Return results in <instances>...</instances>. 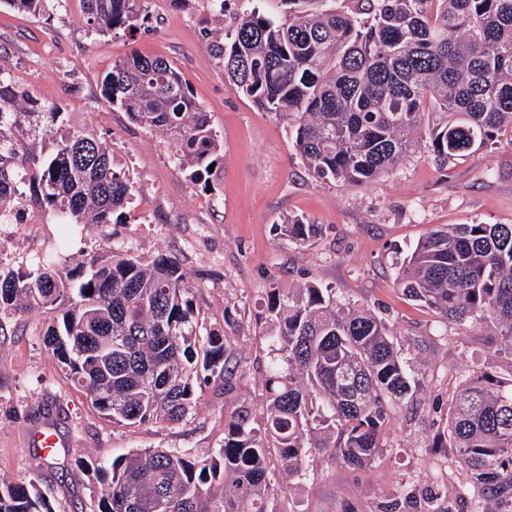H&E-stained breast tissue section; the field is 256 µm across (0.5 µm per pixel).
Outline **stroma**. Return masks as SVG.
I'll list each match as a JSON object with an SVG mask.
<instances>
[{
    "label": "stroma",
    "mask_w": 512,
    "mask_h": 512,
    "mask_svg": "<svg viewBox=\"0 0 512 512\" xmlns=\"http://www.w3.org/2000/svg\"><path fill=\"white\" fill-rule=\"evenodd\" d=\"M149 27L90 38L82 0H52L44 10L0 6V68L69 125L92 129L112 149L134 185L123 224H62L25 194L19 220L0 223V266L25 270L48 259L64 271L112 252L177 258L196 285L208 326L223 330L257 390L268 361L263 337L266 290L314 280L340 301L368 303L390 324L409 369L422 382L416 398L391 412L379 459L358 470L319 451L310 475L291 486L284 508L300 512H378L380 502L412 491L441 512H496L498 502L468 483L455 455L437 452L434 436L464 374L504 376L512 357L480 328L440 323L398 287V264L440 224H512V133L469 156L443 161L427 143L389 174L360 188L313 176L294 149L289 122L256 107L224 78L212 37L233 33L244 12L283 15V0H145ZM171 60L209 112L224 161L202 191L174 163L164 136L114 110L101 81L131 54ZM324 225L305 246L277 226L290 215ZM45 314L0 309V477L35 481L56 512H96L102 486L78 458L112 460L135 449L224 444V383L211 379L184 422L169 427L112 425L72 384L44 345ZM53 424L62 440L57 463L37 467L31 434Z\"/></svg>",
    "instance_id": "stroma-1"
}]
</instances>
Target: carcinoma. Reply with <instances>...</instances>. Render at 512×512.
I'll return each mask as SVG.
<instances>
[{
	"label": "carcinoma",
	"instance_id": "carcinoma-1",
	"mask_svg": "<svg viewBox=\"0 0 512 512\" xmlns=\"http://www.w3.org/2000/svg\"><path fill=\"white\" fill-rule=\"evenodd\" d=\"M0 2L35 12L47 0ZM283 2L282 20L256 9L240 17L220 48L224 77L296 126L295 148L316 177L360 187L423 138L450 160L512 130V0H348L347 9L336 0ZM85 3L94 38L149 22L138 0ZM102 94L165 135L189 180L209 186L224 146L170 60L134 54L112 66ZM60 117L33 108L0 69V217L18 213L27 186L62 224L125 223L130 178L93 131L68 129L43 147ZM280 231L301 247L324 227L290 215ZM397 280L444 323L489 329L512 357V224L437 226ZM194 289L164 254L92 256L66 273L49 263L0 270V308L49 315L46 348L94 408L124 428L179 424L210 378L224 381L226 396L246 381L228 336L201 320ZM266 312L273 358L259 393L224 412V446L89 462L104 486L98 512H282L279 479L301 481L309 449L353 469L380 457L390 412L420 389L386 320L315 281L272 285ZM435 447L453 449L489 492L512 491V372L474 370L462 380ZM0 512L55 509L34 483L3 481Z\"/></svg>",
	"mask_w": 512,
	"mask_h": 512
}]
</instances>
